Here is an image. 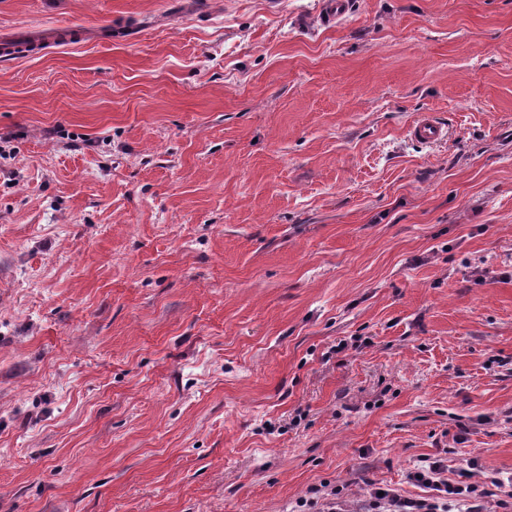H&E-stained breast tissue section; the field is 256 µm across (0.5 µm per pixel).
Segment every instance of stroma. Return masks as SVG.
<instances>
[{
	"instance_id": "obj_1",
	"label": "stroma",
	"mask_w": 512,
	"mask_h": 512,
	"mask_svg": "<svg viewBox=\"0 0 512 512\" xmlns=\"http://www.w3.org/2000/svg\"><path fill=\"white\" fill-rule=\"evenodd\" d=\"M332 9L0 0V512L512 477V0ZM413 139L426 143H435L445 138V130L441 123L430 113L420 115L409 128Z\"/></svg>"
}]
</instances>
